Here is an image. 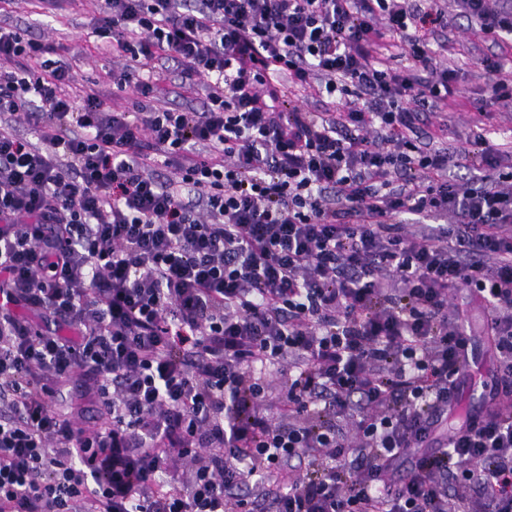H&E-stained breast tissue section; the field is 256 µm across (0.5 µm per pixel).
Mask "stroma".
Instances as JSON below:
<instances>
[{"mask_svg": "<svg viewBox=\"0 0 512 512\" xmlns=\"http://www.w3.org/2000/svg\"><path fill=\"white\" fill-rule=\"evenodd\" d=\"M97 15L96 0H71L64 10L53 16L38 14L30 0H22L18 8L1 12L0 21L25 29L32 36L43 37L46 41L63 43L64 48L58 57L72 68L74 80L67 88L71 99H80L84 91L93 88L104 94L108 110H132V92L113 89L109 80L111 53L92 48L90 32ZM433 48L438 62L456 69L461 104L449 107L445 112L448 136L432 139L431 147L465 149L479 133L485 134L492 142L512 144V103L492 105L483 115L472 107L474 100L487 95L486 82L475 62L497 53V46L470 33L466 18L461 17L452 30L438 36ZM158 72L161 77L158 93L162 99L184 110L201 109L206 89L201 86L192 90L180 88L177 63L159 61ZM457 305L458 321L471 334L473 342V356L461 381L460 401L454 410V417L459 420L467 412L488 408V394L497 380L499 360L494 341L485 330L486 300L461 289L457 292Z\"/></svg>", "mask_w": 512, "mask_h": 512, "instance_id": "obj_1", "label": "stroma"}]
</instances>
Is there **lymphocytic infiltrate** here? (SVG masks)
Returning a JSON list of instances; mask_svg holds the SVG:
<instances>
[{
    "label": "lymphocytic infiltrate",
    "instance_id": "f902f5d3",
    "mask_svg": "<svg viewBox=\"0 0 512 512\" xmlns=\"http://www.w3.org/2000/svg\"><path fill=\"white\" fill-rule=\"evenodd\" d=\"M454 4L100 0L92 35L139 99L111 114L0 25V512H512V150L475 136L460 184L421 145L458 93L432 64L457 17L499 48L489 102L512 101V0ZM160 59L202 111L158 98ZM462 286L501 387L452 427ZM59 381L106 425L57 416Z\"/></svg>",
    "mask_w": 512,
    "mask_h": 512
}]
</instances>
